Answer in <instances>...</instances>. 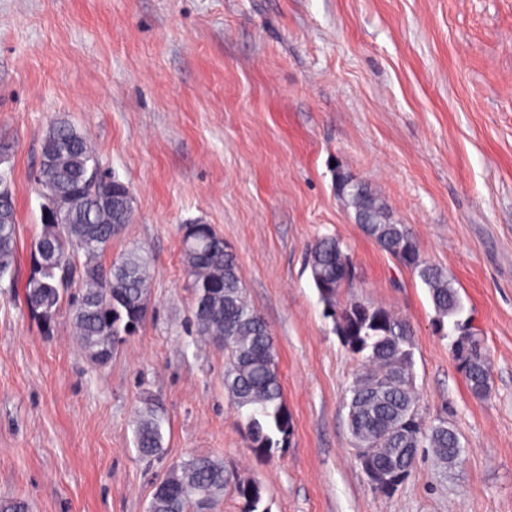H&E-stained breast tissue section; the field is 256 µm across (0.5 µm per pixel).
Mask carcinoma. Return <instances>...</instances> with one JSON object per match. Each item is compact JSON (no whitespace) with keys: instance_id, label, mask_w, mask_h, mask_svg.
Listing matches in <instances>:
<instances>
[{"instance_id":"cac0c4a2","label":"carcinoma","mask_w":512,"mask_h":512,"mask_svg":"<svg viewBox=\"0 0 512 512\" xmlns=\"http://www.w3.org/2000/svg\"><path fill=\"white\" fill-rule=\"evenodd\" d=\"M38 194L41 209L56 211L57 219L42 220L31 245L32 270L23 286L28 309L46 326L61 311L69 314L77 342L95 365L107 364L101 352L112 339L123 340L145 323L140 312L149 306L154 270L147 256L130 251L102 262L133 218L132 195L112 196L121 181L101 170L87 135L64 118L56 119L43 138ZM336 188L353 208L357 224L384 251L410 269L427 288L435 323L462 311L461 298L448 275L424 261L408 228L392 220L382 196L367 183L336 173ZM17 215L13 188L0 196V278L14 276L17 255ZM183 269L193 295L191 321L196 335L213 345L224 343V388L239 409L247 410L245 429L251 447L270 451L288 444L292 418L284 399L278 356L270 327L250 304L237 257L210 224L196 225L191 241L182 244ZM312 281L333 320L342 344L361 357L364 371L355 377L346 399L347 422L358 448L375 453L360 457L364 470L391 478L376 487L395 491L411 474L419 453L430 448L443 461L457 459L463 448L456 430L442 420L425 426L413 372V332L399 315L371 303L339 299L350 288L356 271L346 246L333 236L315 241L308 255ZM471 345L453 359L470 391H489L487 358L479 334L465 321ZM167 420L154 400L139 406L134 442L139 454L158 457L165 448ZM224 462L194 455L169 470L154 484L147 512H201L224 494ZM245 512H268L258 482L235 486Z\"/></svg>"}]
</instances>
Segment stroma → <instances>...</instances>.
I'll use <instances>...</instances> for the list:
<instances>
[{"mask_svg":"<svg viewBox=\"0 0 512 512\" xmlns=\"http://www.w3.org/2000/svg\"><path fill=\"white\" fill-rule=\"evenodd\" d=\"M64 117L127 184L133 220L111 256L143 249L154 278L142 329L93 365L68 315L44 329L0 282V500L28 512H146L153 484L192 455L231 482L209 512H512V0H0V142L12 148L18 262L41 230L33 175ZM369 183L423 257L447 272L479 330L491 391H469L425 286L366 237L336 190ZM210 224L236 253L270 326L292 416L288 444L251 448L224 389V352L198 349L182 227ZM339 238L358 297L414 334L426 422L460 434L461 460L423 452L374 490L347 426L361 361L341 343L307 253ZM153 394L161 457L132 419ZM235 491L245 501V512L269 511L267 506L262 507L263 488L260 483L254 481H242L235 486Z\"/></svg>","mask_w":512,"mask_h":512,"instance_id":"1","label":"stroma"}]
</instances>
